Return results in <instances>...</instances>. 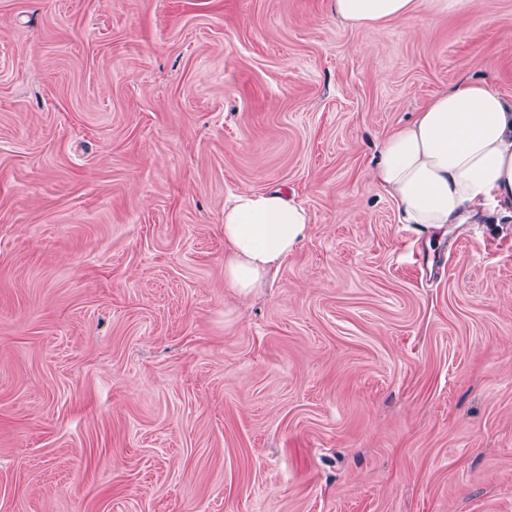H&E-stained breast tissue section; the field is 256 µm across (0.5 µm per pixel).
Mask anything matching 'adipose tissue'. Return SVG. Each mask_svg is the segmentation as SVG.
<instances>
[{"label": "adipose tissue", "mask_w": 512, "mask_h": 512, "mask_svg": "<svg viewBox=\"0 0 512 512\" xmlns=\"http://www.w3.org/2000/svg\"><path fill=\"white\" fill-rule=\"evenodd\" d=\"M418 0H332L336 16L374 28L412 16ZM405 224H461L478 208H512V102L482 82L436 95L381 143L371 172ZM307 209L277 191L224 208V285L250 295L307 237Z\"/></svg>", "instance_id": "adipose-tissue-1"}]
</instances>
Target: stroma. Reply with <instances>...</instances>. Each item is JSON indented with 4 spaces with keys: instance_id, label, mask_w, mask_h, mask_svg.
<instances>
[{
    "instance_id": "obj_1",
    "label": "stroma",
    "mask_w": 512,
    "mask_h": 512,
    "mask_svg": "<svg viewBox=\"0 0 512 512\" xmlns=\"http://www.w3.org/2000/svg\"><path fill=\"white\" fill-rule=\"evenodd\" d=\"M512 0H0V512H512V215L371 179ZM307 239L249 298L224 207ZM336 17L356 28H374L406 19L417 10L418 0H331Z\"/></svg>"
}]
</instances>
